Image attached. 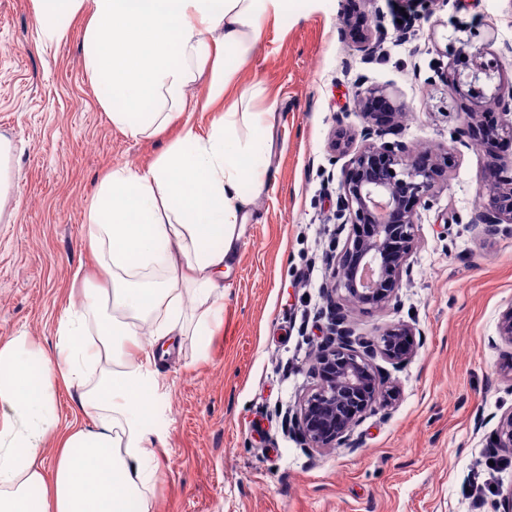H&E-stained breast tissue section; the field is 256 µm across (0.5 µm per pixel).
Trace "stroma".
<instances>
[{
	"mask_svg": "<svg viewBox=\"0 0 512 512\" xmlns=\"http://www.w3.org/2000/svg\"><path fill=\"white\" fill-rule=\"evenodd\" d=\"M386 38L362 61L351 16ZM488 46L512 83V0H296L268 20L235 85L273 110L275 147L266 189L255 196L239 260L224 277V323L187 331L157 379L169 394L155 419L152 512H491L512 492V459L492 465L486 444L512 410L504 372L512 347L498 322L512 306V236H476L490 160L459 149L448 181L422 211L418 244L396 300L350 306L357 334L414 319L426 343L408 363L382 362L401 395L354 429L357 448L304 451L279 409L314 386L307 363L327 320L340 165L329 144L337 122L359 128L357 77L404 105L400 138L414 149L450 147L463 120L442 68L456 28ZM410 37L399 40L401 29ZM134 139L112 125L84 66V22L41 43L32 0H0V137L11 147V188L0 204V342L18 332L45 351L72 294L73 272L108 280L88 244L85 214L112 168L146 167L178 135Z\"/></svg>",
	"mask_w": 512,
	"mask_h": 512,
	"instance_id": "obj_1",
	"label": "stroma"
}]
</instances>
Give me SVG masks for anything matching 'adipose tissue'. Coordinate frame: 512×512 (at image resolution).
I'll use <instances>...</instances> for the list:
<instances>
[{"instance_id": "adipose-tissue-1", "label": "adipose tissue", "mask_w": 512, "mask_h": 512, "mask_svg": "<svg viewBox=\"0 0 512 512\" xmlns=\"http://www.w3.org/2000/svg\"><path fill=\"white\" fill-rule=\"evenodd\" d=\"M291 2L33 0L41 42L86 18L85 66L113 125L134 138L181 132L150 166L112 169L96 189L87 238L109 287L63 310L53 352L23 333L0 344V512H151L163 443L151 421L166 402L155 366L185 333V291L204 306L200 325L221 323L249 218L242 187L265 189L274 152L271 112L232 108L201 134L183 90L205 72L197 107L223 97L263 23ZM59 384L77 395L64 432Z\"/></svg>"}]
</instances>
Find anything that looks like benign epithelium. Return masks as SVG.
Returning <instances> with one entry per match:
<instances>
[{"instance_id":"7a95c632","label":"benign epithelium","mask_w":512,"mask_h":512,"mask_svg":"<svg viewBox=\"0 0 512 512\" xmlns=\"http://www.w3.org/2000/svg\"><path fill=\"white\" fill-rule=\"evenodd\" d=\"M383 40L379 30L361 37L363 60L377 58ZM449 65L451 91L468 102L465 123L455 142L477 146L493 154L492 144L512 138V119L495 134L483 131V110L493 105L512 113V83L496 79V66L485 48H473L457 39ZM356 96L362 117L360 130L350 133L337 121L330 142L333 157L345 160L338 186L336 229L327 257L331 269L328 326L310 374L319 379L299 404L288 409L283 422L307 451L321 448H355L354 426L378 409L393 406L400 396L395 385L381 383L382 357L397 364L411 361L425 344V334L415 321L399 320L375 338L356 337L341 302L387 307L396 298L403 277L411 274L410 258L417 243L418 208L427 204L456 165V150L414 151L406 143L385 136L398 122L401 108L374 112L371 103L389 101L386 89L364 86ZM485 201L470 221L479 235L512 233V177L498 169L484 187ZM345 241H340L342 233ZM501 343L512 347V306L498 323ZM490 443L492 453H512V410L501 416Z\"/></svg>"}]
</instances>
